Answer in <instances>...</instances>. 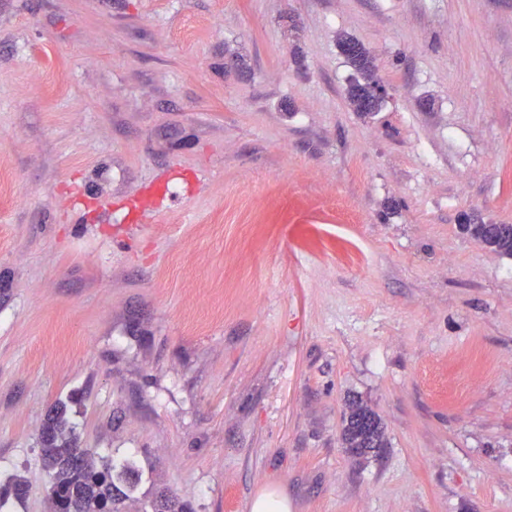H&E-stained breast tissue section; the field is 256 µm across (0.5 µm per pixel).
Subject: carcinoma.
<instances>
[{"instance_id":"cac0c4a2","label":"carcinoma","mask_w":512,"mask_h":512,"mask_svg":"<svg viewBox=\"0 0 512 512\" xmlns=\"http://www.w3.org/2000/svg\"><path fill=\"white\" fill-rule=\"evenodd\" d=\"M341 53L347 63L361 77L347 89V99L356 112L368 114L378 107H366L367 96L362 82L373 77L376 58L357 39L344 36L339 41ZM487 244L500 253L512 256V224H495L488 230ZM67 406L58 404L48 416L42 439L48 451L42 455L44 468L50 478L54 495L51 512H85L94 502L100 512H126L125 502L141 480V471L133 461L116 467L109 463L92 461L84 465L78 461V436L65 419ZM342 447L356 457L364 456L362 449L387 447L384 429L376 413L359 401L348 406L341 433ZM27 495L23 477L15 475L0 485V503L9 497L18 500ZM152 512H187L185 505L166 490L157 492L152 501Z\"/></svg>"}]
</instances>
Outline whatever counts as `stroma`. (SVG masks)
Returning <instances> with one entry per match:
<instances>
[{
  "label": "stroma",
  "instance_id": "obj_1",
  "mask_svg": "<svg viewBox=\"0 0 512 512\" xmlns=\"http://www.w3.org/2000/svg\"><path fill=\"white\" fill-rule=\"evenodd\" d=\"M465 214L512 224V0H0V512H49L60 402L128 512H512V257ZM339 48L347 63L363 81H368L373 77L377 67L376 58L360 41L353 37L344 36L339 41ZM341 444L352 456L362 457L368 453L358 448H377L380 453L386 448L384 429L376 413L362 402L353 401L343 420Z\"/></svg>",
  "mask_w": 512,
  "mask_h": 512
}]
</instances>
